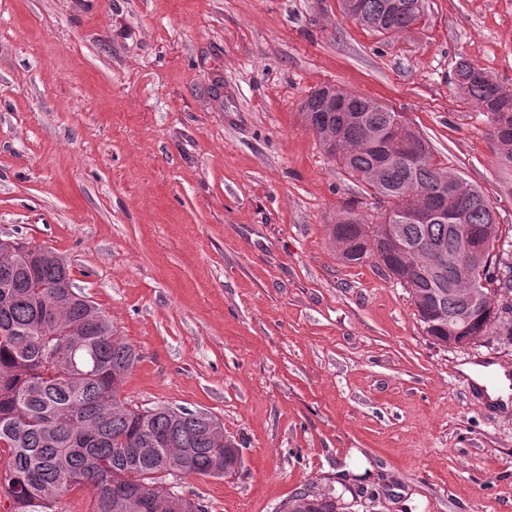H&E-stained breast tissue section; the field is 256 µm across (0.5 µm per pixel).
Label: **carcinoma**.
Wrapping results in <instances>:
<instances>
[{
  "label": "carcinoma",
  "instance_id": "obj_1",
  "mask_svg": "<svg viewBox=\"0 0 512 512\" xmlns=\"http://www.w3.org/2000/svg\"><path fill=\"white\" fill-rule=\"evenodd\" d=\"M360 0L356 21L395 36L425 16L424 0ZM471 79L462 92L502 129L493 148L497 164L512 170V89L467 62ZM347 112H320L314 95L301 118L343 172L367 189L381 209L372 221L353 209L337 215L331 239L346 263L375 260L392 279L405 280L423 332L434 343L484 337L503 325L512 335V301L492 303L512 292V242L492 219L495 207L477 187L433 160L428 142L409 125L405 140L421 145L417 159L386 143L385 132L401 113L366 97L336 89ZM339 133L341 144L328 137ZM410 207L448 210L445 221H400ZM405 249L383 250L392 225ZM467 279L474 297L454 291ZM138 354L116 336L112 323L76 288L55 252L13 240L0 245V492L8 512H58V500L89 488V512H203L192 499L168 496L172 473L216 478L215 462L235 471L239 453L224 440L212 415L158 406L139 410L120 397V386ZM281 512H346L332 491L296 492Z\"/></svg>",
  "mask_w": 512,
  "mask_h": 512
}]
</instances>
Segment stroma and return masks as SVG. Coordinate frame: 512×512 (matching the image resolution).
Returning <instances> with one entry per match:
<instances>
[{"label": "stroma", "mask_w": 512, "mask_h": 512, "mask_svg": "<svg viewBox=\"0 0 512 512\" xmlns=\"http://www.w3.org/2000/svg\"><path fill=\"white\" fill-rule=\"evenodd\" d=\"M386 37L341 0H0V239L64 257L140 360L132 407L206 412L241 463L179 490L280 512L303 489L352 512H512V407L467 364L512 336L433 344L336 213L376 203L299 108L329 84L401 112L479 187L512 240V171L458 61L512 88V0H425Z\"/></svg>", "instance_id": "35a3bbf8"}]
</instances>
